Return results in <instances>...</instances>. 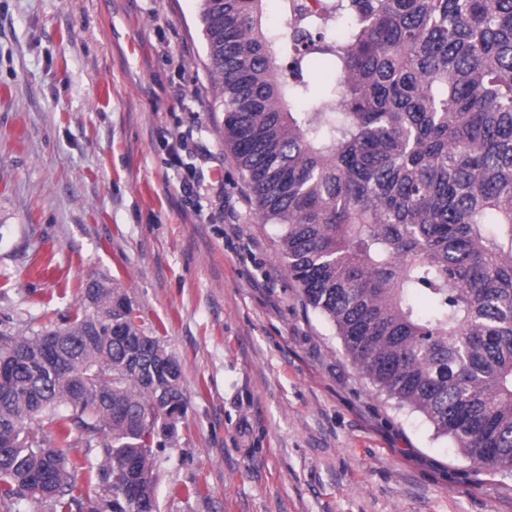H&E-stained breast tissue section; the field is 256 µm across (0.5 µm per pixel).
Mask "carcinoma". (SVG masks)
<instances>
[{"mask_svg": "<svg viewBox=\"0 0 512 512\" xmlns=\"http://www.w3.org/2000/svg\"><path fill=\"white\" fill-rule=\"evenodd\" d=\"M264 2L201 0L200 22L224 147L288 276L374 387L511 478L512 0H280L277 29ZM84 301L56 328L0 319L3 512H82L81 471L105 512H156L182 367L124 289L91 278Z\"/></svg>", "mask_w": 512, "mask_h": 512, "instance_id": "carcinoma-1", "label": "carcinoma"}]
</instances>
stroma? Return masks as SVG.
<instances>
[{
  "label": "stroma",
  "mask_w": 512,
  "mask_h": 512,
  "mask_svg": "<svg viewBox=\"0 0 512 512\" xmlns=\"http://www.w3.org/2000/svg\"><path fill=\"white\" fill-rule=\"evenodd\" d=\"M199 0H0V317L125 288L189 401L157 512H512L306 307L224 147Z\"/></svg>",
  "instance_id": "obj_1"
}]
</instances>
